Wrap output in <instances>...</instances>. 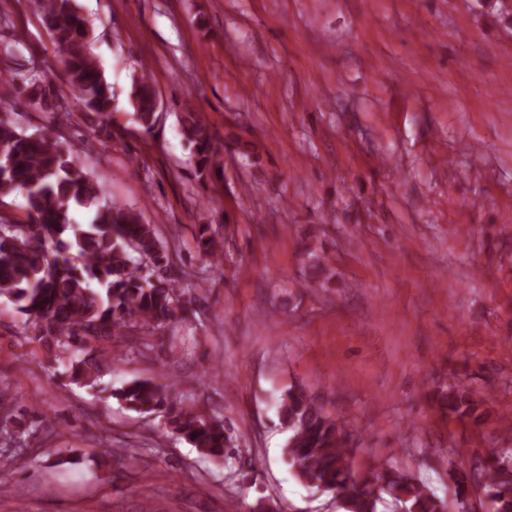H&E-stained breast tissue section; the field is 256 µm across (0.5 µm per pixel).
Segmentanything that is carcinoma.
Wrapping results in <instances>:
<instances>
[{
    "mask_svg": "<svg viewBox=\"0 0 512 512\" xmlns=\"http://www.w3.org/2000/svg\"><path fill=\"white\" fill-rule=\"evenodd\" d=\"M38 6L63 51L67 82L106 128L112 86L92 52L86 19L73 0H38ZM2 75L28 105L51 113V119L32 131L0 119V202L21 196L27 216L19 224L0 215V298L23 317L27 340L55 348L57 356L68 360L73 382L97 388L112 371V340L144 328L156 332L191 310L195 297L185 298L181 288L188 273L175 271L173 254L155 225L133 208L107 201L98 179L74 160L59 132L71 112L45 85L47 78L29 66L6 67ZM157 102L144 69L134 79L131 106L133 120L146 131L159 120ZM178 122L199 177H223L222 148L203 115L186 108ZM77 208L91 211L87 223L72 221ZM194 243L208 269L222 267L225 238L213 225H197ZM306 255L316 282L326 273L328 256L312 244ZM109 397L136 411L163 414L165 433L185 439L205 458L227 461L233 456L224 420L184 406L171 385L134 379ZM434 398L441 412L457 421L477 424L482 419L477 401L458 382L437 386ZM26 415L10 391L0 390V439L54 433L46 417ZM279 416L289 433L285 453L295 477L338 494L344 512H378L386 496L404 512H445L443 499L410 474L354 469L352 433L303 386L283 394ZM477 479L485 512H512V448L489 458Z\"/></svg>",
    "mask_w": 512,
    "mask_h": 512,
    "instance_id": "carcinoma-1",
    "label": "carcinoma"
}]
</instances>
